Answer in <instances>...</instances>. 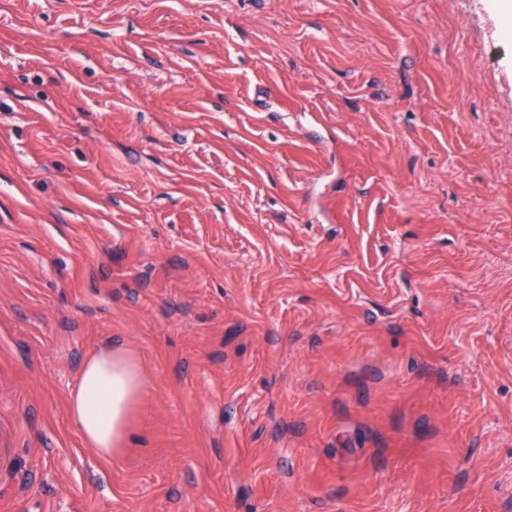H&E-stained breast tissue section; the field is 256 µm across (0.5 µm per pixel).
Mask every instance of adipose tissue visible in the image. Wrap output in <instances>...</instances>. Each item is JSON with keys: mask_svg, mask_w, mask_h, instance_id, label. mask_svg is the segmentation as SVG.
I'll use <instances>...</instances> for the list:
<instances>
[{"mask_svg": "<svg viewBox=\"0 0 512 512\" xmlns=\"http://www.w3.org/2000/svg\"><path fill=\"white\" fill-rule=\"evenodd\" d=\"M142 393L139 365L127 351L106 345L88 357L68 404L87 447L106 458L125 448L129 415Z\"/></svg>", "mask_w": 512, "mask_h": 512, "instance_id": "ef3b65f1", "label": "adipose tissue"}]
</instances>
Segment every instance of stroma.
<instances>
[{
	"label": "stroma",
	"instance_id": "1",
	"mask_svg": "<svg viewBox=\"0 0 512 512\" xmlns=\"http://www.w3.org/2000/svg\"><path fill=\"white\" fill-rule=\"evenodd\" d=\"M0 448V512H512V0H0ZM142 393L139 365L127 351L109 344L88 357L68 404L87 447L106 458L125 448L129 415Z\"/></svg>",
	"mask_w": 512,
	"mask_h": 512
}]
</instances>
